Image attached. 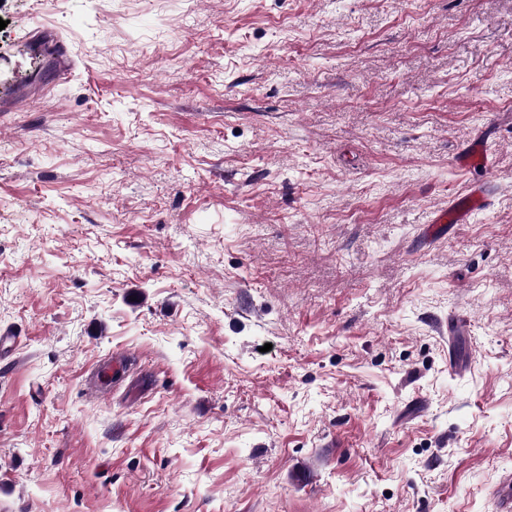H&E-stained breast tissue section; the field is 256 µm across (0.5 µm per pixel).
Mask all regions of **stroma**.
I'll return each mask as SVG.
<instances>
[{
	"mask_svg": "<svg viewBox=\"0 0 512 512\" xmlns=\"http://www.w3.org/2000/svg\"><path fill=\"white\" fill-rule=\"evenodd\" d=\"M0 19V82L27 89L0 90V512H493L512 0ZM29 37L68 70L31 81ZM478 136L489 165L457 166ZM475 183L484 210L432 223ZM111 355L129 375L94 398Z\"/></svg>",
	"mask_w": 512,
	"mask_h": 512,
	"instance_id": "stroma-1",
	"label": "stroma"
}]
</instances>
